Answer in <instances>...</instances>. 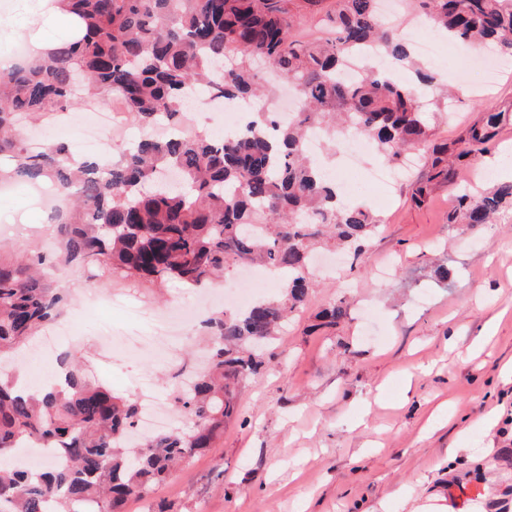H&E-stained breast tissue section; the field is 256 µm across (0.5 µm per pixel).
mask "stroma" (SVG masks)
I'll use <instances>...</instances> for the list:
<instances>
[{
    "mask_svg": "<svg viewBox=\"0 0 512 512\" xmlns=\"http://www.w3.org/2000/svg\"><path fill=\"white\" fill-rule=\"evenodd\" d=\"M462 46L444 53L440 76L458 96L433 141L454 140L482 113L504 112L494 153L458 164L422 205L417 165L389 192L354 194L382 227L358 265L317 272L309 295L248 375L237 414L218 447L175 471L125 512H495L512 504V211L474 230L450 224L466 189L493 184L488 166L512 146V66L492 86L463 70ZM47 219L25 185L0 196V228L31 241ZM453 269L438 282L437 268ZM344 299L337 323L323 311ZM111 322L119 353L90 373L122 395L143 372L165 380L168 366L142 350L133 321L116 310L75 319L72 349L89 352ZM494 334H487V324Z\"/></svg>",
    "mask_w": 512,
    "mask_h": 512,
    "instance_id": "stroma-1",
    "label": "stroma"
}]
</instances>
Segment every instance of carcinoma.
I'll return each mask as SVG.
<instances>
[{"label": "carcinoma", "instance_id": "cac0c4a2", "mask_svg": "<svg viewBox=\"0 0 512 512\" xmlns=\"http://www.w3.org/2000/svg\"><path fill=\"white\" fill-rule=\"evenodd\" d=\"M82 22L42 60L0 75V182H46L60 204L50 253L0 244V359H11L56 323L67 297L46 269L76 266L89 281L135 286L177 281L204 288L236 265H261L287 279L278 299L235 316L209 318V357L174 402L187 430L151 432L131 444L139 407L87 379L82 356L60 358L61 382L41 398L0 375V512H124L175 467L205 453L236 413L237 389L266 343L305 299L310 251L326 238L364 254L381 220L343 201L305 144L314 130L326 141L352 130L372 139L385 159L422 154L432 176L416 184L418 205L430 182L449 181L454 163L495 148L500 114L457 139L431 143L432 122L452 100L415 58L408 35L381 19L379 0H334L329 36L294 38L291 0H62ZM451 41L494 43L512 58V0H417ZM358 48H376L388 72L341 75ZM265 61L299 96L286 122L271 109L257 62ZM254 105L248 122L227 137L198 133L158 139V123L179 126L192 90ZM119 102L142 135L79 161L63 142L31 148L22 126L77 100ZM512 207V181L463 193L450 224L475 229ZM38 442L61 448L68 464L18 469L14 455Z\"/></svg>", "mask_w": 512, "mask_h": 512}]
</instances>
